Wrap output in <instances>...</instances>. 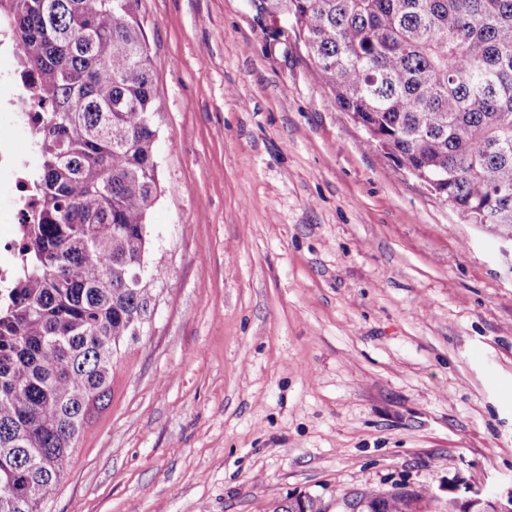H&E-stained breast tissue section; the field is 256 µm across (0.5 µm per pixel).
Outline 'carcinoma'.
Instances as JSON below:
<instances>
[{"label": "carcinoma", "instance_id": "obj_1", "mask_svg": "<svg viewBox=\"0 0 512 512\" xmlns=\"http://www.w3.org/2000/svg\"><path fill=\"white\" fill-rule=\"evenodd\" d=\"M141 0H0L20 72L48 105L29 127L38 213L0 295V512H44L114 369L152 313L158 198ZM321 81L386 157L439 180L469 224L512 225V0H275ZM413 512L421 491L364 493ZM290 496L274 512H326Z\"/></svg>", "mask_w": 512, "mask_h": 512}]
</instances>
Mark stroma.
<instances>
[{"label":"stroma","instance_id":"35a3bbf8","mask_svg":"<svg viewBox=\"0 0 512 512\" xmlns=\"http://www.w3.org/2000/svg\"><path fill=\"white\" fill-rule=\"evenodd\" d=\"M152 321L47 512L512 494V228L366 143L286 9L141 0Z\"/></svg>","mask_w":512,"mask_h":512}]
</instances>
